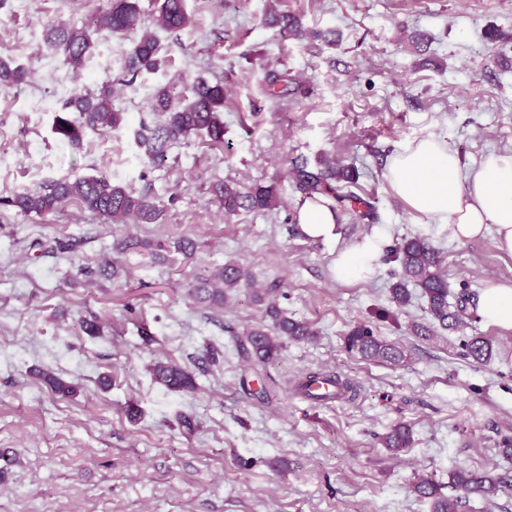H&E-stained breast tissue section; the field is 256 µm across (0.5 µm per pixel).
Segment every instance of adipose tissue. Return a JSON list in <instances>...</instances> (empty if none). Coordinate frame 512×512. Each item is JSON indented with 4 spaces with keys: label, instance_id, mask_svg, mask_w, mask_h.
Returning a JSON list of instances; mask_svg holds the SVG:
<instances>
[{
    "label": "adipose tissue",
    "instance_id": "1",
    "mask_svg": "<svg viewBox=\"0 0 512 512\" xmlns=\"http://www.w3.org/2000/svg\"><path fill=\"white\" fill-rule=\"evenodd\" d=\"M384 177L412 210L448 224L455 240L470 241L491 228L498 250L512 256V152L489 154L465 172L456 152L429 135L396 152ZM337 220L331 209L310 200L298 213L301 232L312 239L335 238ZM379 257L377 239H361L337 255V280L368 277ZM477 313L486 323L512 329V286L489 283L480 294Z\"/></svg>",
    "mask_w": 512,
    "mask_h": 512
}]
</instances>
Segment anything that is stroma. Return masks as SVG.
Returning <instances> with one entry per match:
<instances>
[{
    "label": "stroma",
    "mask_w": 512,
    "mask_h": 512,
    "mask_svg": "<svg viewBox=\"0 0 512 512\" xmlns=\"http://www.w3.org/2000/svg\"><path fill=\"white\" fill-rule=\"evenodd\" d=\"M140 4L164 61L126 84L115 42H96L78 81L43 44L46 25L83 27L106 0H0V56L32 70L0 92V512H431L411 490L415 477L444 483L457 465L507 467L512 329L479 318L435 328L423 299L397 307L390 287L401 278L392 250L406 236L439 250L454 297L490 279L512 285V256L490 233L454 240L397 197L383 171L428 135L466 165L512 149V0H187L192 24L176 32L158 24L153 0ZM273 10L297 16L300 33L267 25ZM276 74L287 84L273 83ZM184 76L223 82L224 144L193 136L151 167L130 130L149 117L154 87ZM78 84L110 87L128 130L87 134L78 148L55 135L54 116ZM337 165L352 168L375 218L343 212L338 239H310L297 225L293 172ZM72 174L150 193L164 213L154 224H107L74 203L47 216L5 203ZM218 181L244 192L275 186L281 204L225 214ZM374 234L375 272L337 281V253ZM181 239L195 242L194 255L176 251ZM230 261L254 287L221 306L189 297L191 282ZM104 262L111 278L97 275ZM268 287L316 335L252 367L235 338L268 324L255 296ZM91 320L98 335L84 329ZM360 324L402 362L348 352L344 338ZM472 336L493 342L490 364L467 357ZM157 359L186 368L195 389L157 382ZM35 368L77 394H54ZM311 371L351 379L357 399H307L294 385ZM400 423L414 442L394 457L380 438Z\"/></svg>",
    "instance_id": "obj_1"
}]
</instances>
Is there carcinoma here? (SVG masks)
<instances>
[{
	"instance_id": "carcinoma-1",
	"label": "carcinoma",
	"mask_w": 512,
	"mask_h": 512,
	"mask_svg": "<svg viewBox=\"0 0 512 512\" xmlns=\"http://www.w3.org/2000/svg\"><path fill=\"white\" fill-rule=\"evenodd\" d=\"M158 21L169 31H180L191 24L187 0H156ZM270 24L279 31L295 32L297 17L286 12L271 11ZM141 32L130 46L126 38ZM113 40L122 48V70L134 80L140 74L155 72L163 62V46L156 36L143 31L139 0H109V6L93 20V29L54 25L47 30L48 44L60 51L64 64L76 70L95 45L94 38ZM31 70L22 64H13L0 58V89L26 82ZM224 84L204 77L184 81L183 90L167 83L157 86L148 100V109L155 116L152 124L145 122L134 130V142L143 158L151 165L166 162L169 149L192 134L204 135L214 145H224ZM127 128L125 113L115 109L112 92L108 88L95 93L85 88L73 91L66 99L53 124L54 133L70 144H78L88 132H120ZM296 189L305 199L324 198L332 210H349L352 204L363 200L351 190L353 178L342 169L327 167L316 172L298 168L294 172ZM214 193L224 211L234 214L239 210L272 211L281 203L272 185H256L242 193L228 182L214 185ZM70 202L112 224H126L132 220L154 224L161 209L147 195H137L106 175L73 174L60 179H49L36 191L23 190L5 200V204L23 214H53ZM400 258L402 278L391 288L392 301L399 307L411 299L408 284L420 289L432 320L443 329H455L473 317L470 311L471 295L462 293L455 304L448 302V282L440 271L439 251L421 236L402 239L395 246ZM252 274L242 265L229 263L200 279L189 295L203 303L221 305L227 292L234 288L250 287ZM272 320L269 327L251 329L237 339V351L247 361L260 366L276 362L283 350V339L305 340L313 335L308 324L290 319L274 303L267 307ZM345 347L366 360L397 363L401 352L373 336L370 328L358 325L345 337ZM467 355L481 364H489L495 357L493 342L483 336H474L465 344ZM154 377L173 391L195 389L193 375L185 368L168 361L153 365ZM35 376L62 397L76 394V387L54 374L37 370ZM303 394L312 400L336 397H354V386L338 376L319 372L307 374L298 384ZM386 448L399 452L412 444V433L405 425L394 427L384 438ZM458 492L456 496L443 493L444 488ZM512 489V469L492 474L488 471L458 465L448 472V483L431 476L419 478L413 485L414 493L432 501V512H458L462 500L471 497L485 501L499 492Z\"/></svg>"
}]
</instances>
